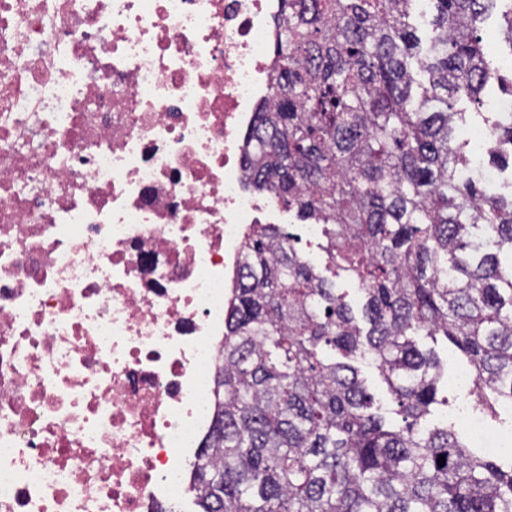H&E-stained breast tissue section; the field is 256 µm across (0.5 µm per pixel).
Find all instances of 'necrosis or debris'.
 <instances>
[{
	"label": "necrosis or debris",
	"instance_id": "1",
	"mask_svg": "<svg viewBox=\"0 0 512 512\" xmlns=\"http://www.w3.org/2000/svg\"><path fill=\"white\" fill-rule=\"evenodd\" d=\"M280 0H0V512H179Z\"/></svg>",
	"mask_w": 512,
	"mask_h": 512
}]
</instances>
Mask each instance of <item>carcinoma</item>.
I'll use <instances>...</instances> for the list:
<instances>
[{"label": "carcinoma", "mask_w": 512, "mask_h": 512, "mask_svg": "<svg viewBox=\"0 0 512 512\" xmlns=\"http://www.w3.org/2000/svg\"><path fill=\"white\" fill-rule=\"evenodd\" d=\"M429 2L423 43L413 0H280L274 100L246 138L249 187L324 225L328 269L358 280L364 303L356 315L279 226L251 225L197 512H512V464L428 425L448 404L444 371L413 340L464 353L483 410L512 401V182L489 189L456 136L468 122L458 103L482 104L493 80L512 97V69L480 36L496 8L512 51V0ZM414 66L427 76L419 94ZM483 121L512 169V112ZM336 350L369 360L402 424L372 411Z\"/></svg>", "instance_id": "1"}]
</instances>
